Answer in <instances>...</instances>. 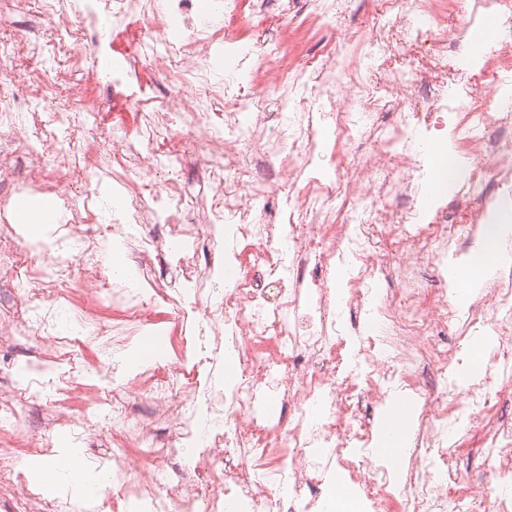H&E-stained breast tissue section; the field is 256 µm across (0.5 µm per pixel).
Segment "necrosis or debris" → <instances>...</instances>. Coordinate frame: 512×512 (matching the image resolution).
Returning <instances> with one entry per match:
<instances>
[{"mask_svg":"<svg viewBox=\"0 0 512 512\" xmlns=\"http://www.w3.org/2000/svg\"><path fill=\"white\" fill-rule=\"evenodd\" d=\"M379 2L365 64L352 71L336 47L312 68L287 65L288 33L305 24L297 0H0V280L22 290L16 309L0 312V336L27 337L37 362L66 368L50 382L0 386V423L18 428L22 410L38 409L46 434L28 438L33 455L47 453V433L89 430L88 416L57 399L81 368L76 338L54 334L74 288L85 292L82 320L105 371L143 333L152 305L206 323L193 339L192 381L147 368L86 396L87 408L110 405L120 429V512H317L336 471L374 512H447L452 499L468 512H512L511 499L451 472L459 431H475L491 471L512 481V273L490 277L469 307L448 298L449 263L491 232L489 216L512 190V113L488 105L487 66L470 39L494 14L498 64L511 68L512 0H457L451 25L438 0ZM106 22L128 44L102 78ZM402 49L428 65L425 80L398 62ZM220 57L230 69L217 80ZM392 103L400 114L388 126ZM132 107L134 134L106 125L105 113ZM62 131L73 149L59 148ZM329 144L336 178L299 190ZM452 144L464 158L455 202L424 207ZM84 166L111 173V215L69 195ZM173 166L190 178L157 185ZM24 191L61 205L65 232L39 265L25 263L6 221ZM85 224L105 225L130 281L105 274ZM339 266L350 274L338 284L329 273ZM107 302L120 319L93 320ZM371 310L383 336L362 328ZM481 328L485 371L463 388L453 374L460 342ZM229 359L237 371L223 382ZM396 395L418 409L394 483L368 447L375 409ZM16 446L0 441L13 512H67V501L29 488ZM134 448L156 466L135 472Z\"/></svg>","mask_w":512,"mask_h":512,"instance_id":"4bbe7bcc","label":"necrosis or debris"}]
</instances>
